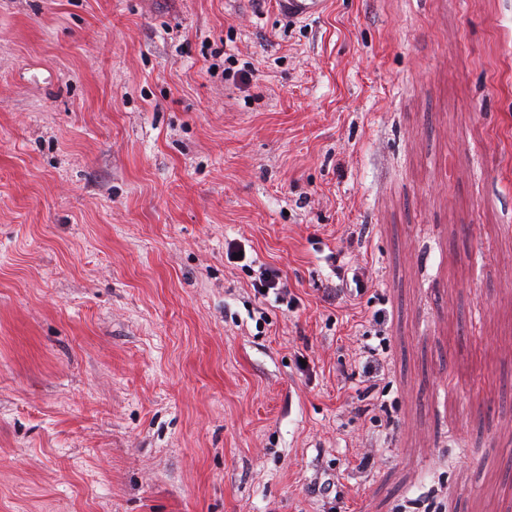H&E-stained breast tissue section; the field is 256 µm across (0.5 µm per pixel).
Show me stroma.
I'll use <instances>...</instances> for the list:
<instances>
[{
    "label": "stroma",
    "mask_w": 512,
    "mask_h": 512,
    "mask_svg": "<svg viewBox=\"0 0 512 512\" xmlns=\"http://www.w3.org/2000/svg\"><path fill=\"white\" fill-rule=\"evenodd\" d=\"M376 314L372 420L342 403ZM484 501L512 512V0H0V512ZM276 9L288 22L319 16L325 7V0H276ZM254 295L258 299H266L270 292L275 295L276 302L284 303L286 301L288 307H293L296 302L291 288L288 285V278L283 272L275 267L260 266L257 278L251 282ZM262 288H266V292H262Z\"/></svg>",
    "instance_id": "obj_1"
}]
</instances>
